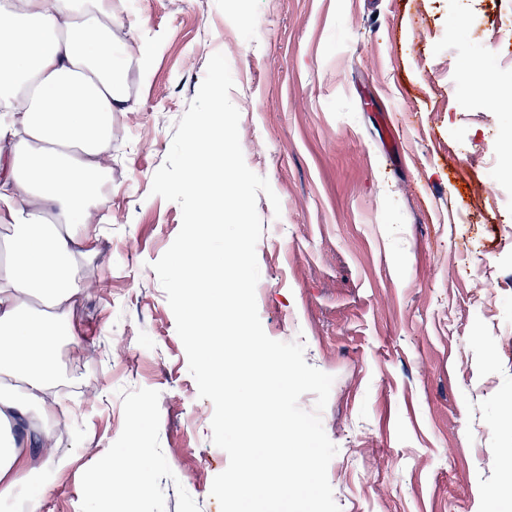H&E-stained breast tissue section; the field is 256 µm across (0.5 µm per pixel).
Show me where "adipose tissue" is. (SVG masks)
Listing matches in <instances>:
<instances>
[{"label":"adipose tissue","instance_id":"obj_1","mask_svg":"<svg viewBox=\"0 0 512 512\" xmlns=\"http://www.w3.org/2000/svg\"><path fill=\"white\" fill-rule=\"evenodd\" d=\"M114 0H0V500L38 485L28 448L58 461L54 428L66 418L57 351L77 306L101 280L84 268L99 252L95 222L112 162V120L126 111ZM38 420L36 429L23 427ZM142 451L129 448L104 489L146 493Z\"/></svg>","mask_w":512,"mask_h":512}]
</instances>
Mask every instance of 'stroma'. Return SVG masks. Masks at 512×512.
Masks as SVG:
<instances>
[{
	"label": "stroma",
	"mask_w": 512,
	"mask_h": 512,
	"mask_svg": "<svg viewBox=\"0 0 512 512\" xmlns=\"http://www.w3.org/2000/svg\"><path fill=\"white\" fill-rule=\"evenodd\" d=\"M138 46L112 125V181L94 262L106 290L59 352L66 459L41 512H220L228 464L211 440L152 268L180 231L152 195L210 57L234 80L257 198L256 302L270 338L333 376L321 415L341 512H490L512 486V0H122ZM481 96L461 105L459 82ZM497 173H490V165ZM486 338L473 346L476 328ZM151 418L130 422L141 406ZM144 449L151 488L111 501L114 458Z\"/></svg>",
	"instance_id": "obj_1"
}]
</instances>
